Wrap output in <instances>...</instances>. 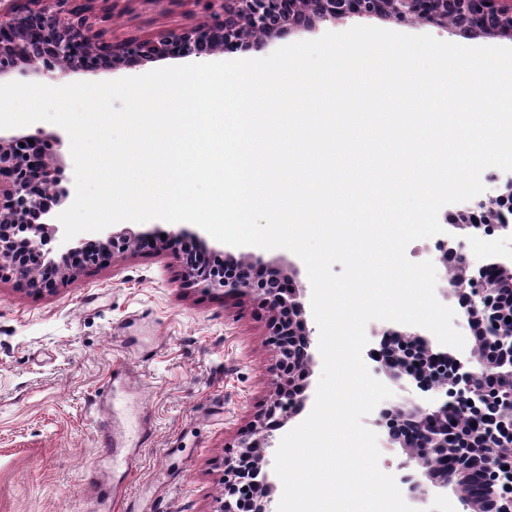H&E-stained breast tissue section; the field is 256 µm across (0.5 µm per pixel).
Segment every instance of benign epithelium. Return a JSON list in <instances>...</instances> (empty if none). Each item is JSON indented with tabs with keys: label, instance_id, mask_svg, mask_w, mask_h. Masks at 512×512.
<instances>
[{
	"label": "benign epithelium",
	"instance_id": "benign-epithelium-1",
	"mask_svg": "<svg viewBox=\"0 0 512 512\" xmlns=\"http://www.w3.org/2000/svg\"><path fill=\"white\" fill-rule=\"evenodd\" d=\"M216 1L219 12L212 7ZM67 2L14 0L0 10V80L29 73L57 79L167 58L203 60L354 15H381L397 25H432L483 38L512 36V0H197L208 12L204 20L112 43L93 40L84 9L67 10ZM60 145L58 137L43 132L0 135V278L14 277L49 293L144 240L124 229L49 256L46 240L58 232L54 219L71 195L58 158ZM487 180V191L454 211L451 230L432 254V261L449 271L444 292L458 299L474 330V346L452 355L418 326L388 323L371 330L380 340L375 372L385 373L404 391L419 393L417 402L381 409L375 420L387 430L388 448L401 450V483L414 502L451 489L462 512H512V322H506L512 318V261L496 251L478 265L448 261L487 230L512 238V171L490 174ZM224 268L216 274L190 260L185 282L226 297L258 295L272 313L269 341L276 363L273 391L257 424L238 440L236 454L224 460V493L212 512H243L241 496L249 486L258 488L249 512H276L273 484L264 469L266 451L274 445V431L297 416L306 401L314 330L305 319L303 289L285 284L280 271L259 281L249 258L230 254ZM475 473L482 477L478 488L471 481Z\"/></svg>",
	"mask_w": 512,
	"mask_h": 512
}]
</instances>
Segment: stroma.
Here are the masks:
<instances>
[{
    "instance_id": "35a3bbf8",
    "label": "stroma",
    "mask_w": 512,
    "mask_h": 512,
    "mask_svg": "<svg viewBox=\"0 0 512 512\" xmlns=\"http://www.w3.org/2000/svg\"><path fill=\"white\" fill-rule=\"evenodd\" d=\"M197 0H91L98 38H145L201 20ZM352 17L309 33H283L245 51L264 58L280 47L360 23ZM154 246L87 267L53 293L0 281V512H107L112 461L98 440L97 399L114 368L137 366L141 383L120 394L117 421L141 417L153 438L127 480L132 512H211L224 491V459L251 430L272 392L276 357L270 313L254 296L183 283V248L205 242L228 252L194 224L183 240H164L170 223L130 225Z\"/></svg>"
}]
</instances>
